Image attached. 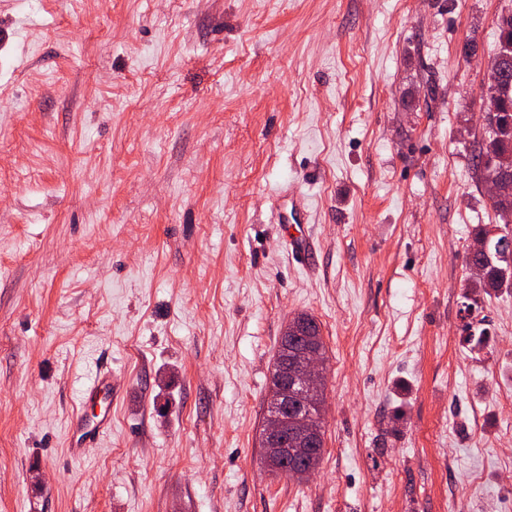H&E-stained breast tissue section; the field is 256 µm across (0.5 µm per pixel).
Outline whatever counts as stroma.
<instances>
[{"label": "stroma", "mask_w": 512, "mask_h": 512, "mask_svg": "<svg viewBox=\"0 0 512 512\" xmlns=\"http://www.w3.org/2000/svg\"><path fill=\"white\" fill-rule=\"evenodd\" d=\"M510 11L0 0V512H512V290L465 263L504 226L476 156ZM300 313L306 481L258 445ZM101 360L112 430L72 461ZM293 321H302L307 324V332L305 336H301L297 340V345L301 347L311 346L321 350L324 360L319 355H309L300 364L294 368L295 380L299 388L304 391L311 403L313 417L319 421H323L324 409L315 401V395L321 390L324 378V364L326 347L321 336L320 327L316 320L308 314H300L295 316Z\"/></svg>", "instance_id": "obj_1"}]
</instances>
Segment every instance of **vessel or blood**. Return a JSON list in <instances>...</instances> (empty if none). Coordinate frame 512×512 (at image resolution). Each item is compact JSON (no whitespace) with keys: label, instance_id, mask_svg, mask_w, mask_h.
<instances>
[{"label":"vessel or blood","instance_id":"b4317fda","mask_svg":"<svg viewBox=\"0 0 512 512\" xmlns=\"http://www.w3.org/2000/svg\"><path fill=\"white\" fill-rule=\"evenodd\" d=\"M112 429V368L95 366L78 398V408L69 421L66 436L68 456L81 460L96 448Z\"/></svg>","mask_w":512,"mask_h":512}]
</instances>
